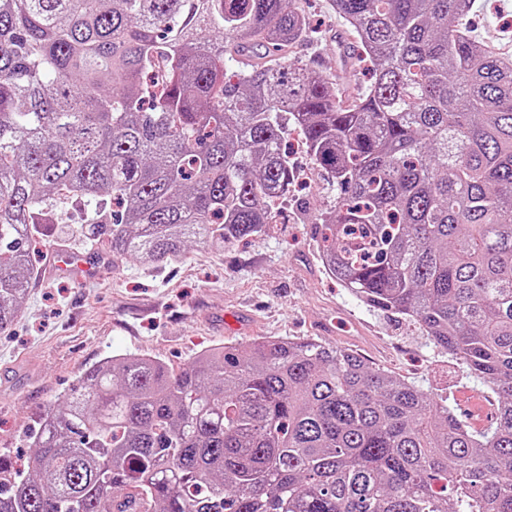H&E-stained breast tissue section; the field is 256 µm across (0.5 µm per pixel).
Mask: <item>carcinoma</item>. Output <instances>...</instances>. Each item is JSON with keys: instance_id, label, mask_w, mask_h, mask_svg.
<instances>
[{"instance_id": "obj_1", "label": "carcinoma", "mask_w": 512, "mask_h": 512, "mask_svg": "<svg viewBox=\"0 0 512 512\" xmlns=\"http://www.w3.org/2000/svg\"><path fill=\"white\" fill-rule=\"evenodd\" d=\"M292 2L0 0V332L57 203L142 268L220 252L291 196L294 127L339 190L325 270L489 386V425L308 339L126 353L0 453V512H512V58L461 27L478 0H333L373 76L343 106L258 52L305 36Z\"/></svg>"}]
</instances>
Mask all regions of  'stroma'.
Returning a JSON list of instances; mask_svg holds the SVG:
<instances>
[{
    "instance_id": "obj_1",
    "label": "stroma",
    "mask_w": 512,
    "mask_h": 512,
    "mask_svg": "<svg viewBox=\"0 0 512 512\" xmlns=\"http://www.w3.org/2000/svg\"><path fill=\"white\" fill-rule=\"evenodd\" d=\"M297 5L308 22L307 37L284 52L264 47L265 56L285 55L319 68L336 79L339 97L358 99L369 75L332 0ZM465 29L511 58L512 0H486L481 12L466 18ZM301 141L294 130L286 138L298 186L264 234L220 253L189 246L182 259L157 270L110 259L83 282L48 274L51 247L86 249L78 238L85 222L80 206L61 205L58 221L44 225L32 244L34 276L22 313L0 333V371L16 370L12 383L0 387V448L25 449V435L44 409L66 398L83 373L106 357L137 353L179 369L204 349L260 337L353 349L370 366L446 398L471 425L486 424L494 398L487 385L466 377L417 325L370 307L325 271L317 216L333 205L336 193Z\"/></svg>"
}]
</instances>
